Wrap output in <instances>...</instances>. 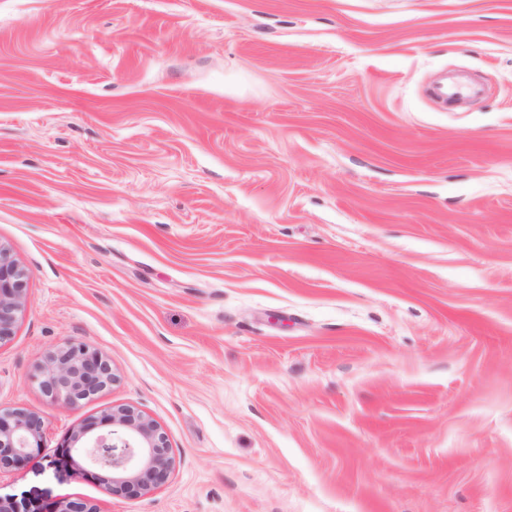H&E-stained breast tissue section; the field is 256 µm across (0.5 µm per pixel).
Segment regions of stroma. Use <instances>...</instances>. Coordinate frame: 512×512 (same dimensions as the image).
Listing matches in <instances>:
<instances>
[{
  "label": "stroma",
  "instance_id": "35a3bbf8",
  "mask_svg": "<svg viewBox=\"0 0 512 512\" xmlns=\"http://www.w3.org/2000/svg\"><path fill=\"white\" fill-rule=\"evenodd\" d=\"M0 246L1 497L512 512V0H0ZM121 405L175 458L136 499L48 461ZM26 305L24 272L9 252L0 246V344L13 336ZM39 373L44 396L69 408L78 407L116 381L107 357L80 343H68L51 353ZM42 420L35 413L15 408L0 409V473L19 467L42 448Z\"/></svg>",
  "mask_w": 512,
  "mask_h": 512
}]
</instances>
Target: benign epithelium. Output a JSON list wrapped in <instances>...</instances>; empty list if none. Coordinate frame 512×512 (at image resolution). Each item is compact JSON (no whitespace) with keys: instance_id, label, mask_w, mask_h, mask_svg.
Wrapping results in <instances>:
<instances>
[{"instance_id":"benign-epithelium-1","label":"benign epithelium","mask_w":512,"mask_h":512,"mask_svg":"<svg viewBox=\"0 0 512 512\" xmlns=\"http://www.w3.org/2000/svg\"><path fill=\"white\" fill-rule=\"evenodd\" d=\"M27 305L24 272L0 246V342L14 335ZM116 381L110 361L80 343H68L51 353L39 367V386L46 398L76 408ZM42 420L15 408L0 412V471L19 467L41 450ZM86 462L81 473L100 479L115 495L138 498L164 485L175 459L168 439L151 419L130 406H117L100 418H88L65 434L49 465ZM48 512H96L87 502L62 501Z\"/></svg>"}]
</instances>
